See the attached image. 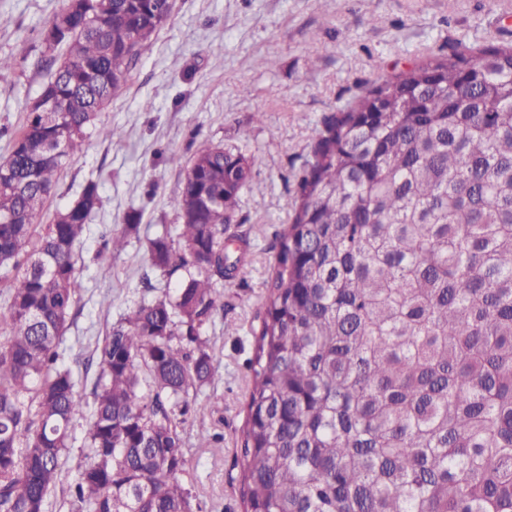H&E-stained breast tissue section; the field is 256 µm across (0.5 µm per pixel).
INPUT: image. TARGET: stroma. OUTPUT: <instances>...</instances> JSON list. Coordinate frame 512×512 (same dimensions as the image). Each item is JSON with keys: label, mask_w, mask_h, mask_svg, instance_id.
<instances>
[{"label": "stroma", "mask_w": 512, "mask_h": 512, "mask_svg": "<svg viewBox=\"0 0 512 512\" xmlns=\"http://www.w3.org/2000/svg\"><path fill=\"white\" fill-rule=\"evenodd\" d=\"M66 0H0V156L23 119L26 99L46 77L43 35ZM512 43V0H176L169 21L104 113L122 142L86 140L64 171L40 218L69 203L87 179L103 206L80 249L84 287L66 333L71 358H85L112 324L139 304L151 262L131 241L101 277L102 236L121 232L130 210L142 231L177 221L173 198L191 155L208 144H234L256 158L241 216L252 242L244 284L224 287V311L209 329L220 376L205 389L204 420L183 425L189 488L203 512H242L240 430L253 353L250 334L274 253L287 223L295 176L326 113L339 110L379 77L486 42ZM262 58L275 59L267 69ZM262 113V122L252 119ZM110 296L111 306L101 304Z\"/></svg>", "instance_id": "obj_1"}]
</instances>
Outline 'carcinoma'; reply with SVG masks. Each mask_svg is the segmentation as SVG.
Segmentation results:
<instances>
[{
  "label": "carcinoma",
  "instance_id": "obj_1",
  "mask_svg": "<svg viewBox=\"0 0 512 512\" xmlns=\"http://www.w3.org/2000/svg\"><path fill=\"white\" fill-rule=\"evenodd\" d=\"M175 0H68L0 157V512H52L93 378L75 512H200L182 425L218 379L208 328L243 281L254 156L202 147L146 235L162 295L84 361L64 334L89 179L38 219ZM251 328L243 512H512V45L423 60L323 117ZM140 214L104 240L120 253Z\"/></svg>",
  "mask_w": 512,
  "mask_h": 512
}]
</instances>
